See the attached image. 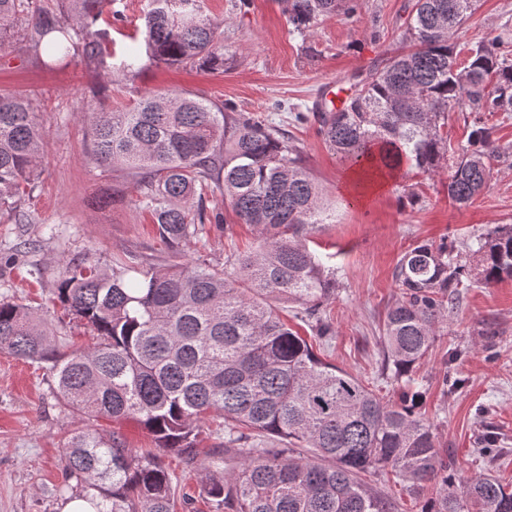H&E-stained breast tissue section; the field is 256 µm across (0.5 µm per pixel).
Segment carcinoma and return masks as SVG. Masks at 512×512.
<instances>
[{"label": "carcinoma", "mask_w": 512, "mask_h": 512, "mask_svg": "<svg viewBox=\"0 0 512 512\" xmlns=\"http://www.w3.org/2000/svg\"><path fill=\"white\" fill-rule=\"evenodd\" d=\"M291 31L311 32L323 18L350 19L359 0H284ZM112 0H62L50 15L34 0H0V49L29 40L38 53L102 63L92 22ZM475 0H415L403 35L408 49L375 62L349 87L339 108L298 112L330 151L362 168V180L392 178L407 165L447 175L448 197L473 201L500 157L488 118L512 112V35L495 30L475 43L458 34ZM57 36L43 41L48 31ZM145 52L169 65L224 69L221 25L200 0H149ZM464 112L467 144L448 136V114ZM93 160L131 171L136 202L150 213L161 242L189 245L206 223L213 188L258 246L219 264L143 266L125 256L104 269L84 259L63 265L53 294L97 342L58 354L35 310L0 300V350L47 361L65 403L91 416L132 417L165 453L194 458L199 423L224 419L225 443L239 469L209 477L200 492L213 512H394L364 481L388 467L412 492L430 482L422 512H512V489L497 479L466 481L439 448L419 412L422 395L385 401L357 376L323 361L278 313L313 336L332 335L321 307L336 295V276L307 245L329 220L323 193L286 130L188 92H148L123 111L89 112ZM44 127L32 98L0 93V211L19 214L39 178ZM455 245L422 243L400 258V297L385 316L381 376L411 383L457 299L465 266ZM486 284L512 278V224L478 240ZM64 485L82 492L94 512H173L171 473L120 437L74 432L64 452Z\"/></svg>", "instance_id": "obj_1"}]
</instances>
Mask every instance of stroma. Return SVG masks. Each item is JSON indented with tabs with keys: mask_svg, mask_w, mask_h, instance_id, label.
<instances>
[{
	"mask_svg": "<svg viewBox=\"0 0 512 512\" xmlns=\"http://www.w3.org/2000/svg\"><path fill=\"white\" fill-rule=\"evenodd\" d=\"M413 0H360L347 20H320L310 36L290 33L282 0H203V10L224 30L223 70L169 66L141 58L136 76L123 65L131 47L141 45L146 0H114L96 24L104 32L100 66L74 57L51 62L36 55L28 41L0 49V93L30 96L45 126L37 188L21 209L27 223L0 215V299L35 308L51 330L52 343L66 353L94 343L92 331L52 300L60 261L88 257L109 266L113 256L130 253L146 263L174 264L180 258L224 262L254 248L258 233L238 223L223 197L208 193L207 205L224 215L207 225L185 255L172 252L154 234L149 213L135 203L127 171L98 168L90 154L85 113L130 107L145 92H191L216 105L232 104L287 130L302 150L304 164L336 207L319 225L311 246L336 271V297L321 314L334 334L313 349L326 361L359 376L386 399H398L405 385L380 375L379 338L388 307L399 290L394 268L412 245L455 241L454 259L474 266L472 241L487 229L512 224V117H492L493 138L504 155L493 162L488 187L465 207L448 197L444 178L409 173L383 188L352 189L348 168L317 135L314 126L294 122L327 83H344L401 45ZM512 25V0H478L462 38L477 41L487 32ZM416 192L409 203L407 192ZM56 229L55 237L44 233ZM36 239L37 252L15 254L21 241ZM42 267L41 278L27 273ZM422 414L433 424L440 447L463 476L488 473L512 485V279L486 285L471 280L449 312L448 323L415 374ZM91 427L118 431L141 456L160 455L173 476L175 512H212L199 495L205 476L222 472L213 449L224 435L215 422L196 436L197 463L159 453L153 437L132 420L93 418L66 406L56 393L47 363L24 360L0 350V512H63L58 489L61 458L72 434ZM498 436L492 456L478 452L485 431Z\"/></svg>",
	"mask_w": 512,
	"mask_h": 512,
	"instance_id": "obj_1",
	"label": "stroma"
}]
</instances>
